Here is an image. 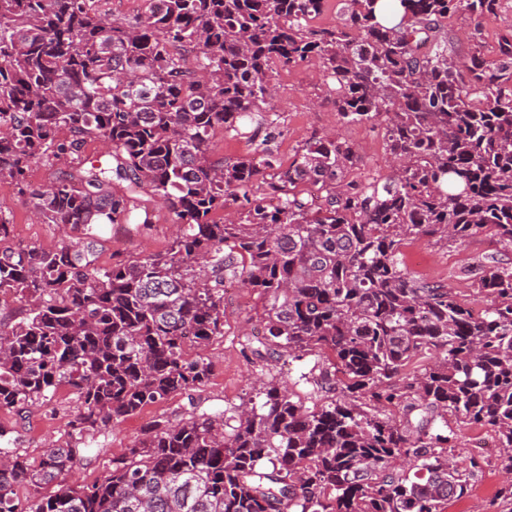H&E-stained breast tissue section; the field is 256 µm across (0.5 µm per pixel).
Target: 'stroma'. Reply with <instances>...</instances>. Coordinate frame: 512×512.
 Masks as SVG:
<instances>
[{
	"instance_id": "stroma-1",
	"label": "stroma",
	"mask_w": 512,
	"mask_h": 512,
	"mask_svg": "<svg viewBox=\"0 0 512 512\" xmlns=\"http://www.w3.org/2000/svg\"><path fill=\"white\" fill-rule=\"evenodd\" d=\"M445 28L453 38L452 53L463 61L471 54L480 55L487 63L497 58L499 37L512 35V0H500L496 15L482 19L458 13L449 17ZM275 93L271 104L280 114L283 134L271 148L282 164H289L298 148L314 137L336 135L354 144L359 160L348 180L365 182L388 176L393 158L383 140L382 124H340L336 109L327 94L317 63L298 66L276 65L273 73ZM155 222L151 229L138 231L126 224L113 225L100 254V262L109 265L130 261L147 254L165 252L172 237V221L162 203L153 205ZM0 211L10 214L15 224L14 240L33 243L51 250L76 238L75 230L55 224H42L31 219L19 202L14 187L0 184ZM427 258L425 267L415 269L417 278L447 284L457 297L474 311H483L489 298L477 288L481 266L495 261L512 265V250H507L492 236L482 232L463 240L424 238L415 243ZM257 299L248 288L239 289L234 299L224 303V334L209 348L212 373L209 382L189 395H178L168 401L145 407L137 415L111 424L101 442L103 451L78 461L65 475L68 483H93L111 469L114 459L123 456L127 448L141 439L145 428L163 416H171L189 405L198 412L214 414L239 404L253 390L254 377L293 380L300 370L310 368L314 360L295 361L284 357L269 361L254 355L242 346V334L247 320L255 314ZM75 399L68 388H60L47 402L28 409L25 420L0 410V423L16 426L20 453L30 461H39L44 449L63 448L70 441L68 422L73 415ZM485 465L476 482L464 496L448 505V512H512V503L499 498L498 491L506 476L498 465L497 453L484 457Z\"/></svg>"
}]
</instances>
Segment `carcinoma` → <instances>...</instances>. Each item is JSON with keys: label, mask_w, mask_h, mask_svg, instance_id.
<instances>
[{"label": "carcinoma", "mask_w": 512, "mask_h": 512, "mask_svg": "<svg viewBox=\"0 0 512 512\" xmlns=\"http://www.w3.org/2000/svg\"><path fill=\"white\" fill-rule=\"evenodd\" d=\"M95 2L0 0V182L80 231L13 247L0 212V409L63 385L77 399L73 442L36 464L0 425V512H445L482 469L451 457L450 414L490 427L511 475L512 267L481 268L476 314L402 262L425 237L512 247V35L490 68L455 61L441 28L500 0H391L386 22L381 0H344L332 28L309 25L327 0H146L133 22ZM309 61L340 122H386L393 175L346 180L357 152L329 136L279 163L272 65ZM217 127L252 150L211 160ZM98 139L108 158L84 157ZM63 156L75 164L34 188L33 168ZM147 190L172 214L170 248L100 265L109 227L154 223ZM226 280L262 300L245 347L316 357L297 390L271 381L260 403L157 420L103 478L62 482L110 424L207 383Z\"/></svg>", "instance_id": "1"}]
</instances>
